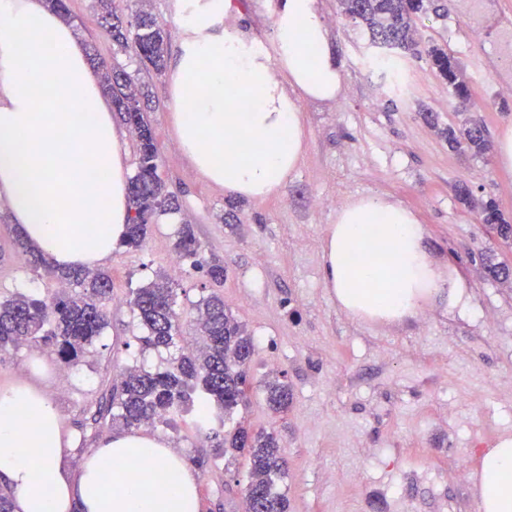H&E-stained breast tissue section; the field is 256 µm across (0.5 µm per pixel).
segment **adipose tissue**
<instances>
[{"label":"adipose tissue","instance_id":"obj_1","mask_svg":"<svg viewBox=\"0 0 512 512\" xmlns=\"http://www.w3.org/2000/svg\"><path fill=\"white\" fill-rule=\"evenodd\" d=\"M230 5L174 0L167 110L205 179L236 196H275L305 147L297 99L335 98L340 65L317 0H284L269 51L225 29ZM127 187L120 134L71 26L45 0H0V199L20 232L57 268L100 267L125 236ZM323 278L353 321L398 322L435 298L461 306L467 288L430 257L416 215L379 196L337 213ZM0 481L13 512H200L197 474L140 430L107 436L72 471L62 416L30 379L0 387ZM477 493L481 512H512L511 433L484 451Z\"/></svg>","mask_w":512,"mask_h":512}]
</instances>
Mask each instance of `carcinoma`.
I'll use <instances>...</instances> for the list:
<instances>
[{
    "mask_svg": "<svg viewBox=\"0 0 512 512\" xmlns=\"http://www.w3.org/2000/svg\"><path fill=\"white\" fill-rule=\"evenodd\" d=\"M93 2L114 45L125 53L133 52L142 67L162 72L169 34L156 18L142 10L125 15L116 0ZM340 5L343 15L363 29L372 46L396 48L394 55L375 58L377 65L402 70L406 57L424 56L456 97L470 99L469 86L460 79L448 50L426 44L419 37L415 20L429 11L432 0H340ZM92 61L102 70L103 90L112 99L113 110L132 129L137 141L138 164L129 180V218L122 242V246L136 249L142 246L149 225L178 210V204L158 174V150L145 115L148 93L139 89L122 67L96 57ZM438 133L451 147L475 157L489 149L481 123L458 131L444 128ZM481 214L483 221L498 225L499 237L505 241L512 238V223L493 201L481 204ZM14 247L28 257L32 267L48 271L66 289L51 297L18 293L0 300V355L23 346H43L66 365H81L108 326L110 274L81 267L55 269L46 255L33 249L20 234ZM175 249L180 258L190 261L193 270L215 283L224 282V265L202 255L192 225L180 226ZM129 305L144 332L138 337L143 348L159 352L177 349L179 354L154 370L137 364L125 368L90 416V424L108 421L126 430L166 424L169 416L193 402V393L199 391V428L212 433L215 447L248 456L244 512H288V499L278 490L286 474V459L277 434L253 431L241 423L227 425L236 409L248 400L247 371L256 342L224 303V296L212 292L194 305L196 342L190 347L179 345V297L168 276L134 289ZM264 398L271 411H288L290 393L282 374L268 375Z\"/></svg>",
    "mask_w": 512,
    "mask_h": 512,
    "instance_id": "1",
    "label": "carcinoma"
}]
</instances>
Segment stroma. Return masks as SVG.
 <instances>
[{"mask_svg": "<svg viewBox=\"0 0 512 512\" xmlns=\"http://www.w3.org/2000/svg\"><path fill=\"white\" fill-rule=\"evenodd\" d=\"M67 4L80 43L116 59L148 88L158 173L182 203L179 213L150 225L141 249L118 248L107 263L109 326L92 364L68 370L43 354V386L73 434L71 468L80 469L115 431L108 423L84 425L103 391L132 360L156 364L155 355L139 352L141 329L128 301L133 289L168 274L184 313L216 291L254 336L250 401L237 417L278 434L288 460L281 483L288 512H480L472 492L479 451L512 430V279L492 281L485 259L512 265V248L486 230L478 204L495 201L512 221V174L497 167L494 152L475 157L450 149L424 114L455 129L480 120L492 139L512 125V0H448L447 17L430 12L418 21L424 37L457 61L471 90L464 107L423 59L406 61V86L393 91L370 67L375 50L341 16L338 0H318L341 89L330 100H300L306 142L297 168L278 196L238 198L235 224L224 221L227 194L201 177L175 141L166 74L114 54L92 0ZM279 7L280 0H233L224 27L271 47ZM460 183L472 203L457 198ZM371 195L414 212L432 258L467 281L466 307L439 300L391 326L357 324L337 308L323 282L325 237L338 208ZM321 198L332 207L319 208ZM182 224L193 226L203 256L223 263L222 284L187 267L172 276ZM17 233L0 201V296L54 292L56 279L16 254ZM273 369L292 392L281 415L268 410L259 388ZM150 433L184 459L204 458L197 469L201 512H243L247 459L223 456L191 411Z\"/></svg>", "mask_w": 512, "mask_h": 512, "instance_id": "stroma-1", "label": "stroma"}]
</instances>
